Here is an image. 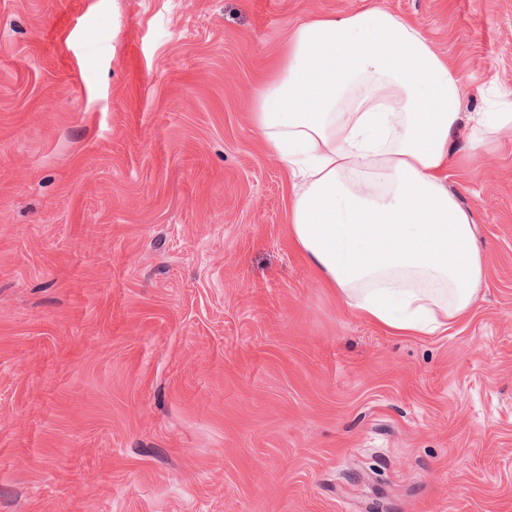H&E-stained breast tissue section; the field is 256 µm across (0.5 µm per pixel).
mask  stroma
Wrapping results in <instances>:
<instances>
[{"label": "stroma", "mask_w": 512, "mask_h": 512, "mask_svg": "<svg viewBox=\"0 0 512 512\" xmlns=\"http://www.w3.org/2000/svg\"><path fill=\"white\" fill-rule=\"evenodd\" d=\"M368 2L0 0V512H512V137L448 180L474 307L401 336L254 125L292 29ZM376 2L512 105V0Z\"/></svg>", "instance_id": "obj_1"}]
</instances>
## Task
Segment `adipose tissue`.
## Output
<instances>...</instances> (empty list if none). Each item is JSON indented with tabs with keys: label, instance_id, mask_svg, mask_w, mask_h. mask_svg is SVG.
<instances>
[{
	"label": "adipose tissue",
	"instance_id": "1",
	"mask_svg": "<svg viewBox=\"0 0 512 512\" xmlns=\"http://www.w3.org/2000/svg\"><path fill=\"white\" fill-rule=\"evenodd\" d=\"M464 78L423 30L381 6L297 25L254 120L291 181V231L315 271L390 332L438 336L474 305L485 254L448 190L511 112L462 116Z\"/></svg>",
	"mask_w": 512,
	"mask_h": 512
}]
</instances>
